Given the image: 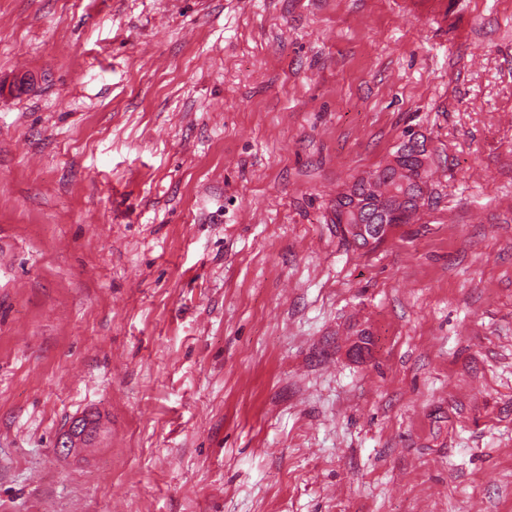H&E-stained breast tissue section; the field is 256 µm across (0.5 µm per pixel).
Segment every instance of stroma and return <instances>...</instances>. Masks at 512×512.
I'll return each mask as SVG.
<instances>
[{"mask_svg":"<svg viewBox=\"0 0 512 512\" xmlns=\"http://www.w3.org/2000/svg\"><path fill=\"white\" fill-rule=\"evenodd\" d=\"M0 512H512V0H0ZM410 182L414 190V197L412 199L409 193H396L393 198L389 200L381 199L378 203L382 208L391 210V215L395 218L401 215L406 204H409V200H412L417 205L421 203V195L424 194L425 190L423 170H420L418 175H413Z\"/></svg>","mask_w":512,"mask_h":512,"instance_id":"stroma-1","label":"stroma"}]
</instances>
